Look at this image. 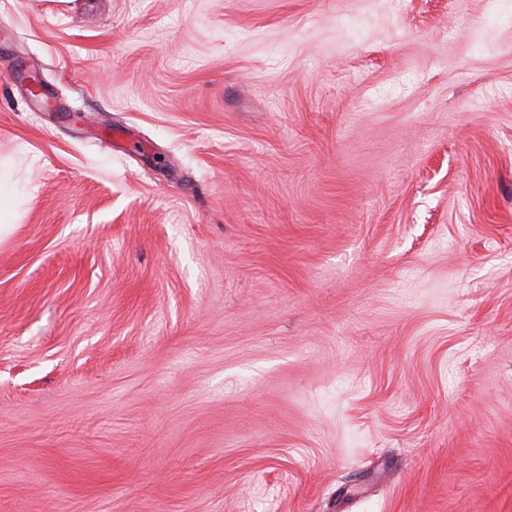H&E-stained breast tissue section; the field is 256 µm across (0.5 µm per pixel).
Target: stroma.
<instances>
[{"label": "stroma", "mask_w": 512, "mask_h": 512, "mask_svg": "<svg viewBox=\"0 0 512 512\" xmlns=\"http://www.w3.org/2000/svg\"><path fill=\"white\" fill-rule=\"evenodd\" d=\"M0 512H512V0H0Z\"/></svg>", "instance_id": "1"}]
</instances>
